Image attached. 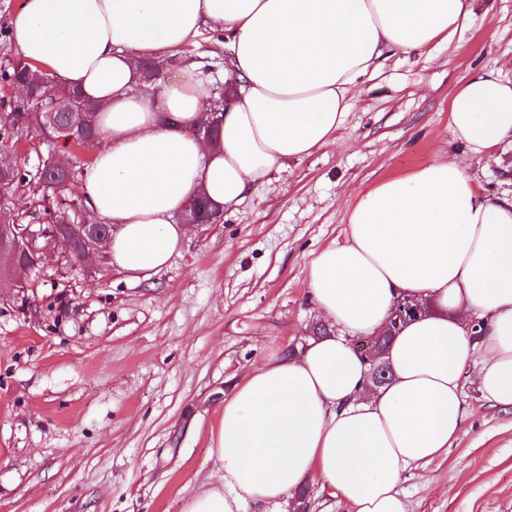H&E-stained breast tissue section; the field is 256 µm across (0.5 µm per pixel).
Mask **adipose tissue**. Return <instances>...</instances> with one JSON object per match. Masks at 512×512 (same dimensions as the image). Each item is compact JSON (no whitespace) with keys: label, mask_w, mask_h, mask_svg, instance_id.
I'll return each mask as SVG.
<instances>
[{"label":"adipose tissue","mask_w":512,"mask_h":512,"mask_svg":"<svg viewBox=\"0 0 512 512\" xmlns=\"http://www.w3.org/2000/svg\"><path fill=\"white\" fill-rule=\"evenodd\" d=\"M472 0H22L13 47L101 103V145L82 194L108 219L106 252L147 280L182 248L179 222L199 193L238 206L268 175L331 145L364 81L392 56L450 42ZM224 32L234 90L219 138L195 129L208 85L185 73L153 93L138 62L168 55L202 27ZM179 122L164 123V114ZM464 156L512 143V79L473 71L449 104ZM307 296L331 335L251 368L225 401L214 482L181 512H257L304 485L347 512H408L404 473L445 455L469 416L462 375L512 410V196L480 190L447 157L360 191L346 240L315 252ZM427 314L392 339L389 381L374 386L353 338L386 329L398 300Z\"/></svg>","instance_id":"1"}]
</instances>
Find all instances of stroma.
Masks as SVG:
<instances>
[{"label":"stroma","mask_w":512,"mask_h":512,"mask_svg":"<svg viewBox=\"0 0 512 512\" xmlns=\"http://www.w3.org/2000/svg\"><path fill=\"white\" fill-rule=\"evenodd\" d=\"M512 61V0H476L450 43L399 56L364 82L333 145L270 176L216 222L194 224L168 265L128 280L102 254L28 273L0 299V512H180L215 470L225 399L245 371L304 343L311 252L343 243L358 191L459 152L456 90ZM28 170L57 153L26 128ZM480 189L512 195V145L467 161ZM41 188L0 195L44 224ZM472 413L444 459L406 473L409 512H512V411L463 374Z\"/></svg>","instance_id":"stroma-1"}]
</instances>
